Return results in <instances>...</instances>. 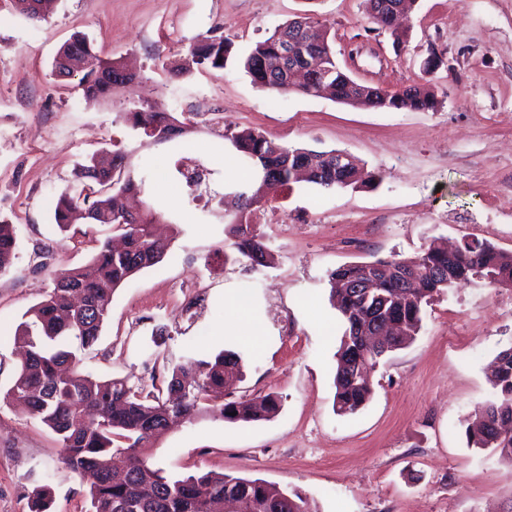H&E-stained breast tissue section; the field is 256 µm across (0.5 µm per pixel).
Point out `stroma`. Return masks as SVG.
<instances>
[{
	"instance_id": "stroma-1",
	"label": "stroma",
	"mask_w": 512,
	"mask_h": 512,
	"mask_svg": "<svg viewBox=\"0 0 512 512\" xmlns=\"http://www.w3.org/2000/svg\"><path fill=\"white\" fill-rule=\"evenodd\" d=\"M324 25L337 64L391 91L428 86L435 109H363L325 96L273 98L235 62L213 72L187 64L190 47L221 27L236 54L290 20ZM363 0H54L33 24L0 0V219L15 224L17 254L0 278V512H30L29 492L53 491L54 512H86V483L66 468L55 435L4 395L22 364L14 333L56 271L84 264L120 229L75 224L59 234L53 200L92 153L119 150L146 175L141 199L161 215L166 258L113 294L98 342L81 367L135 384L224 350L241 356L237 396L268 393L278 413L229 423L201 413L168 430L147 455L173 475L214 471L299 490L320 512H512V469L469 444L466 420L493 398L489 366L512 347V288L468 284L425 306L415 341L382 361L358 412L333 409L341 329L329 301L337 267L421 253L433 240L474 235L512 253V0H418L399 35L373 31ZM102 58L131 65L135 81L88 103L78 77L56 79L57 50L74 33ZM443 62L428 67L430 55ZM188 124L150 142L121 118L133 100ZM256 128L295 148L349 153L377 186L295 185L268 194L253 222L275 251L259 271L228 260L230 212L195 206L174 162L209 158L237 180L248 163L217 138ZM54 251L42 269L34 251ZM248 300L255 333L228 336L229 307ZM167 327L155 345L158 327Z\"/></svg>"
}]
</instances>
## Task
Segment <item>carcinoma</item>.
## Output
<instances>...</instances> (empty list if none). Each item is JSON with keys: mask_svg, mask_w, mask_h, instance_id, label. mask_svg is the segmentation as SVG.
I'll use <instances>...</instances> for the list:
<instances>
[{"mask_svg": "<svg viewBox=\"0 0 512 512\" xmlns=\"http://www.w3.org/2000/svg\"><path fill=\"white\" fill-rule=\"evenodd\" d=\"M41 0H14L16 10L31 23L44 20L38 9ZM370 23L381 30L392 29L390 17L380 10L379 0H364ZM300 26L291 21L258 42L238 59L243 71L260 87L276 96L296 92L316 95V75L327 74L337 90V100L350 103L349 85L353 79L337 64L329 33L315 30V21L305 20V32L296 34V57L310 67V83L295 87L285 76H274L282 52V36ZM232 43L224 35H211L190 47L192 62L201 71L222 70L232 54ZM81 67L80 87L86 101L112 95L106 75L124 71L116 59H102L83 35H75L57 51L53 74L60 75V60ZM357 104L373 109H435L434 93L424 86H408L391 92L370 86ZM132 129L154 141L163 140L167 129L178 121L173 115L152 111L144 104L123 113ZM222 139L233 143L260 181L254 190L248 182L235 184L237 211L230 233L232 247L251 268L269 265L272 250L251 222L259 206L261 188H277L308 183L324 189L354 188L376 183L377 176L362 172L348 163L336 170L338 150L289 148L257 130L223 132ZM192 160L183 156L176 173L188 188V203L200 199L202 180L212 182L217 170L202 174L185 167ZM301 164L308 170L297 178L291 168ZM146 178L126 170L125 155L119 151L91 156L75 172V184L61 192L55 201L53 220L59 231L73 224L124 226L127 249L116 251L110 241L82 266L58 274L52 288L28 314L32 322L21 323L14 339L24 349V360L6 397L22 407L28 416L49 428L63 449V463L86 480L89 512H224V504L248 503L250 512H318L315 501L298 490H279L260 479L233 477L212 472L174 477L165 469L153 467L144 449L168 428V419L183 416L191 421L203 410L230 423H253L273 417L280 408L277 396L266 394L245 400H224V389H232L240 373V356L230 350L211 361H200V376L176 368L166 386L126 380H100L80 369L76 350L61 346L69 340L77 350L95 345L108 319V302L115 290L134 274L160 263L169 244L156 239L150 224L156 213L149 207L133 220L118 215L117 197L145 191ZM17 248L16 227L0 220V276L9 272ZM382 267L406 273L417 281L410 291L399 288L394 275H381L369 298L355 292L352 285L365 278L367 270ZM331 299L342 327L334 365V410L354 414L372 395L371 374L381 359L411 344L422 328V308L434 296L460 285L482 283L489 288L512 287V253L476 241V248L448 258V249L431 243L421 254L342 265L329 274ZM83 295L75 304L70 292ZM391 323L393 335L377 346L368 341L367 329L376 323ZM494 400L480 407L466 433L471 444L490 448L512 469V433L501 434L494 424H512V349L496 357L493 373ZM51 488L42 485L31 492V512H51Z\"/></svg>", "mask_w": 512, "mask_h": 512, "instance_id": "1", "label": "carcinoma"}]
</instances>
